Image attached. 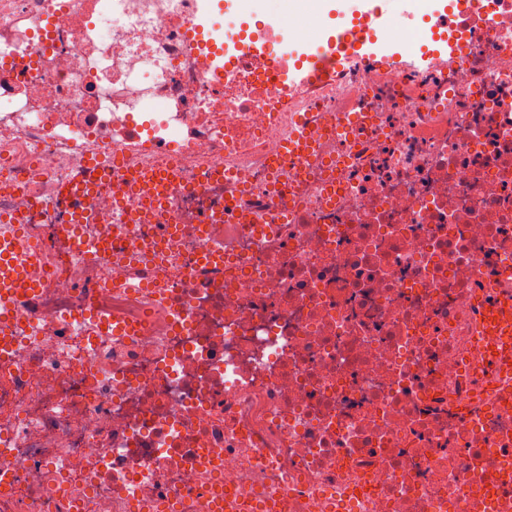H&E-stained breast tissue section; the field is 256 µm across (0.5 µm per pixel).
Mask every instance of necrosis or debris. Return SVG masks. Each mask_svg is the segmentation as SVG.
I'll use <instances>...</instances> for the list:
<instances>
[{
  "label": "necrosis or debris",
  "mask_w": 512,
  "mask_h": 512,
  "mask_svg": "<svg viewBox=\"0 0 512 512\" xmlns=\"http://www.w3.org/2000/svg\"><path fill=\"white\" fill-rule=\"evenodd\" d=\"M283 2L0 0V214L34 289L0 512H512V378L474 328L512 304V0H387L332 47L321 0ZM130 164L179 173L153 218ZM109 174L106 165L92 160L83 163L64 181L59 205L67 214V223H74L80 217L88 216L93 195L106 185Z\"/></svg>",
  "instance_id": "1"
}]
</instances>
